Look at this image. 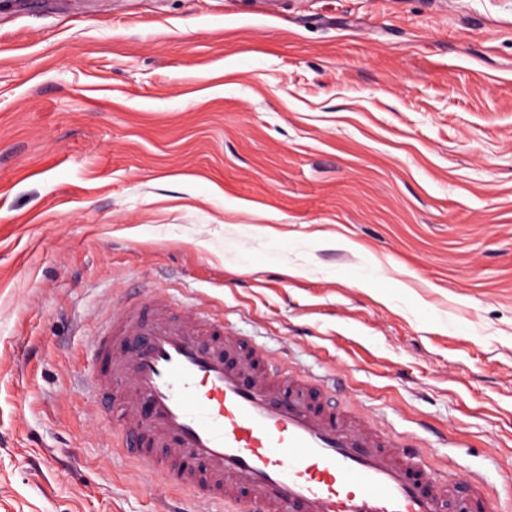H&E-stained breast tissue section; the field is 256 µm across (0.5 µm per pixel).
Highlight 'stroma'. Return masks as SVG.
Listing matches in <instances>:
<instances>
[{
	"instance_id": "stroma-1",
	"label": "stroma",
	"mask_w": 512,
	"mask_h": 512,
	"mask_svg": "<svg viewBox=\"0 0 512 512\" xmlns=\"http://www.w3.org/2000/svg\"><path fill=\"white\" fill-rule=\"evenodd\" d=\"M151 288L512 512V0H0V512H158L86 380Z\"/></svg>"
}]
</instances>
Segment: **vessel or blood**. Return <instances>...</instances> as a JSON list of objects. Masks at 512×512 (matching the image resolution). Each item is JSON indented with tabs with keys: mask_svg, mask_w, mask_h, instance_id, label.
I'll use <instances>...</instances> for the list:
<instances>
[{
	"mask_svg": "<svg viewBox=\"0 0 512 512\" xmlns=\"http://www.w3.org/2000/svg\"><path fill=\"white\" fill-rule=\"evenodd\" d=\"M140 337L146 347L132 350ZM237 345L222 321L154 291L127 300L96 338L107 371L93 383L116 387L121 430L146 447L138 465L161 470L171 489L211 512H471L483 500L474 478L472 499L449 503L420 445L331 403H304L306 381L257 348L228 363ZM244 487L250 499L240 498Z\"/></svg>",
	"mask_w": 512,
	"mask_h": 512,
	"instance_id": "1",
	"label": "vessel or blood"
}]
</instances>
